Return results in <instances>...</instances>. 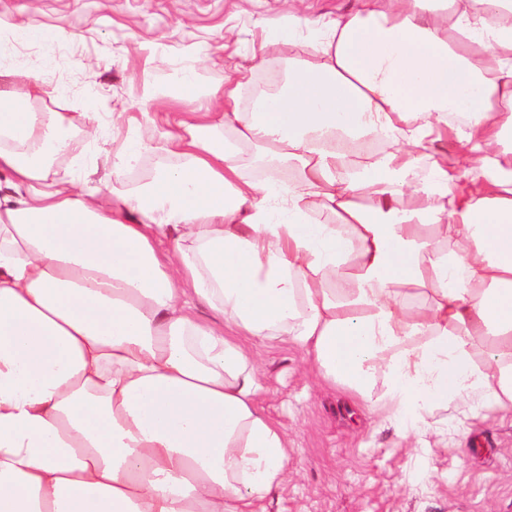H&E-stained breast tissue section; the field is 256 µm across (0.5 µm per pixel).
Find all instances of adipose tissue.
<instances>
[{
    "instance_id": "obj_1",
    "label": "adipose tissue",
    "mask_w": 512,
    "mask_h": 512,
    "mask_svg": "<svg viewBox=\"0 0 512 512\" xmlns=\"http://www.w3.org/2000/svg\"><path fill=\"white\" fill-rule=\"evenodd\" d=\"M278 44L302 52L276 94L241 111L225 76L223 124L108 204L50 176L67 113L0 90V512H256L290 443L248 339L363 397L383 372L408 433L455 401L512 412V0L289 10L259 63ZM447 134L462 163L419 174ZM381 137L406 146L359 155Z\"/></svg>"
}]
</instances>
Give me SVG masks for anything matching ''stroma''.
<instances>
[{"instance_id": "1", "label": "stroma", "mask_w": 512, "mask_h": 512, "mask_svg": "<svg viewBox=\"0 0 512 512\" xmlns=\"http://www.w3.org/2000/svg\"><path fill=\"white\" fill-rule=\"evenodd\" d=\"M287 8V0H0V34L14 37L0 55L12 72L0 88L25 97L30 111L72 117V148L51 162L57 176L83 166L90 185L128 195L177 162L166 139L180 123L223 111L214 92L228 59L250 67L252 47ZM30 26L66 38L19 39ZM90 112L104 127L96 141L86 135ZM141 133L151 150L112 178L113 155ZM251 351L263 378L259 405L294 443L288 484L264 512H512V412H436L434 425L452 436L445 446L404 436L397 421L323 382L293 342Z\"/></svg>"}]
</instances>
